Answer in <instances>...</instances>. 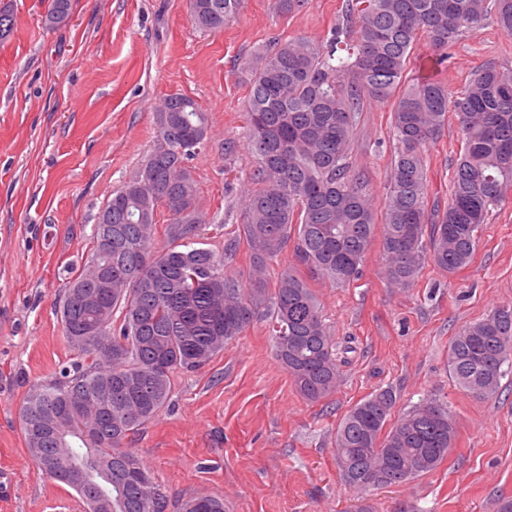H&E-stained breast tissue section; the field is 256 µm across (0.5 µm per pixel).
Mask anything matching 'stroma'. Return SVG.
I'll return each instance as SVG.
<instances>
[{
    "instance_id": "1",
    "label": "stroma",
    "mask_w": 512,
    "mask_h": 512,
    "mask_svg": "<svg viewBox=\"0 0 512 512\" xmlns=\"http://www.w3.org/2000/svg\"><path fill=\"white\" fill-rule=\"evenodd\" d=\"M344 0H245L219 31H203L190 0H72L70 19L45 27L46 0H11L15 28L0 41V512H87L69 487L42 474L27 449L20 406L32 386L77 358L54 303L86 263L92 229L114 190L151 151L163 100L193 98L209 121L192 161L208 222L198 240L247 278L241 191L255 168L245 140L248 87L240 63L275 39H326ZM445 66L426 37L408 77L433 76L451 92L488 65L512 68V34L495 20L462 37ZM392 106L364 102L352 162L383 206L394 158ZM239 147L225 158L226 139ZM456 120L425 152L428 207L444 210L460 153ZM372 248L345 287L313 283L323 321L354 351L329 398L311 403L273 355L260 317L199 370L174 376L168 405L129 448L165 495L163 512L197 496L226 512H348L357 491L336 464V426L353 405L390 390L393 417L430 398L447 401L453 447L434 471L367 492L373 512H497L512 499V372L498 396L478 399L452 382L448 346L458 330L512 305V199L490 214L469 265L425 264L414 285L393 287Z\"/></svg>"
}]
</instances>
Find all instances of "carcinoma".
Returning <instances> with one entry per match:
<instances>
[{
	"instance_id": "carcinoma-1",
	"label": "carcinoma",
	"mask_w": 512,
	"mask_h": 512,
	"mask_svg": "<svg viewBox=\"0 0 512 512\" xmlns=\"http://www.w3.org/2000/svg\"><path fill=\"white\" fill-rule=\"evenodd\" d=\"M190 6L200 29L217 31L244 0ZM70 14L71 0H49L44 24L58 26ZM490 16L512 33V0H346L327 42L277 41L242 60L257 185L244 201L246 283L193 242L204 219L190 162L204 151L196 139L208 137L207 116L188 96L164 100L151 153L102 208L112 212L111 249L99 251L93 228L91 257L60 299L63 332L79 360L35 386L20 408L38 470L57 480L51 461L67 459L88 475L72 487L86 505L110 495L112 512H162L163 492L124 444L164 409L175 372L204 366L268 313L275 357L303 398L319 402L335 392L353 347L332 339L308 280L350 284L376 241L386 278L400 288L412 287L428 262L448 273L468 265L482 224L512 187V68L486 67L458 93L430 77L408 83L405 72L418 36L443 57ZM13 30L10 6L0 0V40ZM366 100L393 101L395 157L380 215L349 162ZM450 112L462 154L451 201L433 215L424 152ZM161 207L170 223L159 248ZM289 246L292 263L270 294L266 269ZM83 325L97 335H78ZM511 359L512 308L498 307L452 338L448 372L459 388L486 399L499 391ZM159 363L166 373H155ZM392 408V393L380 389L337 426V466L360 493L430 472L452 447L456 422L447 403L427 400L394 422ZM131 471L144 480H132ZM183 512H224V501L195 497Z\"/></svg>"
}]
</instances>
